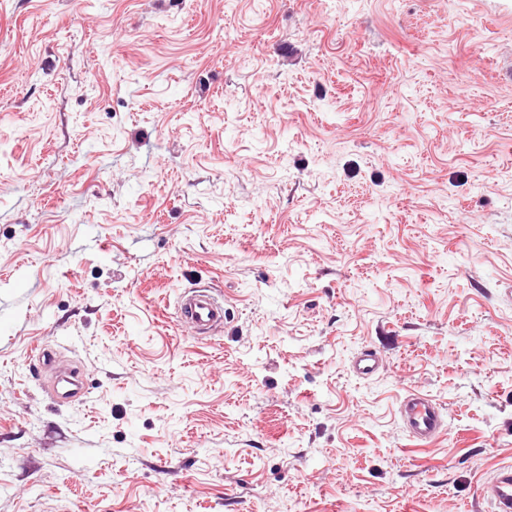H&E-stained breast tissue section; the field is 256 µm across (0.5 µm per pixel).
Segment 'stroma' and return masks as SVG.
<instances>
[{
    "label": "stroma",
    "mask_w": 512,
    "mask_h": 512,
    "mask_svg": "<svg viewBox=\"0 0 512 512\" xmlns=\"http://www.w3.org/2000/svg\"><path fill=\"white\" fill-rule=\"evenodd\" d=\"M509 464L512 0H0V512H491ZM178 319L191 333L208 334L224 323V301L213 292H184L178 301ZM43 364L44 373H48L49 377L44 384V389L51 398L63 401H81L88 394L79 373L73 370H62L54 356H49L43 351L39 356ZM399 413L405 430L415 441H428L445 429L443 411L430 397L420 394L406 396L400 404Z\"/></svg>",
    "instance_id": "stroma-1"
}]
</instances>
